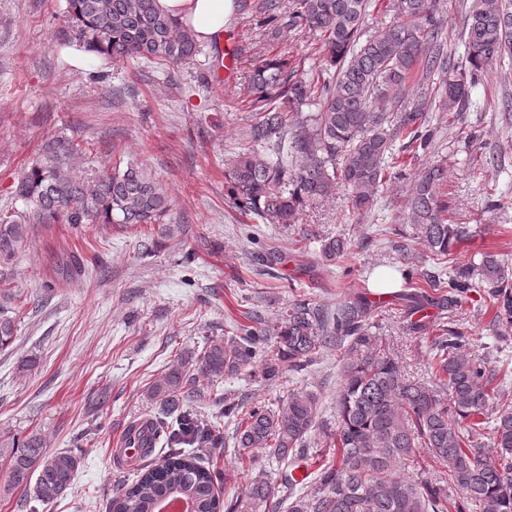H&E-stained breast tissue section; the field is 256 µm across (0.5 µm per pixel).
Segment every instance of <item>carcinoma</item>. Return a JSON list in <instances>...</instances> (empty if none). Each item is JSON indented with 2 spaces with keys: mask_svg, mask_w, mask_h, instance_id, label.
I'll use <instances>...</instances> for the list:
<instances>
[{
  "mask_svg": "<svg viewBox=\"0 0 512 512\" xmlns=\"http://www.w3.org/2000/svg\"><path fill=\"white\" fill-rule=\"evenodd\" d=\"M440 0H387L393 21L367 33L372 0H255L253 12L270 40L290 31L313 37L321 65L303 70L288 52L265 55L251 76L252 96L244 136L247 145L227 159V204L259 224L289 227L307 204L346 191L349 211L371 212L383 184L409 183L404 219L411 240L440 263L452 260L465 227L448 223L437 189L446 169L429 165L408 173L407 159L433 145L435 111L465 112L471 89L493 66L512 65V0L461 4L462 57L448 53ZM64 20L90 52L113 62L178 67L201 53L193 34L161 13L155 0H66ZM82 152L71 141L50 138L38 159L20 176L16 197L22 208H0V351L17 335V296L9 285L16 256L31 238L53 224L151 227L145 249L162 247L183 232L165 223L173 200L143 167L128 163L87 177L75 171ZM353 253L351 239L321 241V256L334 264ZM84 272L72 254L60 267L67 280ZM400 293L412 310L453 308L477 293L494 312L492 326L512 327V265L493 252L448 267V273L405 274ZM379 307L354 291L328 306L306 294L293 297L275 322L261 315L236 324L235 335L211 339L195 365L174 364L147 390L156 412L146 417L144 455L167 448L164 461L148 460L137 479L121 484L112 512H156L179 495L194 512H270L275 497L288 512H512V400L504 399L497 374L455 328L434 338L432 379L405 376L390 349L373 335ZM341 352V388L336 416H321L320 400L294 387L282 403L246 406L218 395L215 420L187 410L197 394L195 370L217 390L258 362L261 376L276 383L299 374L325 350ZM233 425V453L253 463L260 452L281 470V487L263 473L251 478L244 497L220 498L224 474L201 464L200 452L221 439V418ZM491 427L493 448L474 443ZM321 432L324 458L315 477L297 481L308 465L312 435ZM422 451L436 475L411 479L398 466ZM6 481L0 492L17 489L50 505L70 489L80 457L51 453L46 438L32 432L0 437Z\"/></svg>",
  "mask_w": 512,
  "mask_h": 512,
  "instance_id": "obj_1",
  "label": "carcinoma"
}]
</instances>
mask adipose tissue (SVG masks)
I'll list each match as a JSON object with an SVG mask.
<instances>
[{
  "mask_svg": "<svg viewBox=\"0 0 512 512\" xmlns=\"http://www.w3.org/2000/svg\"><path fill=\"white\" fill-rule=\"evenodd\" d=\"M156 6L201 43L219 41L233 10L232 0H156Z\"/></svg>",
  "mask_w": 512,
  "mask_h": 512,
  "instance_id": "obj_1",
  "label": "adipose tissue"
}]
</instances>
